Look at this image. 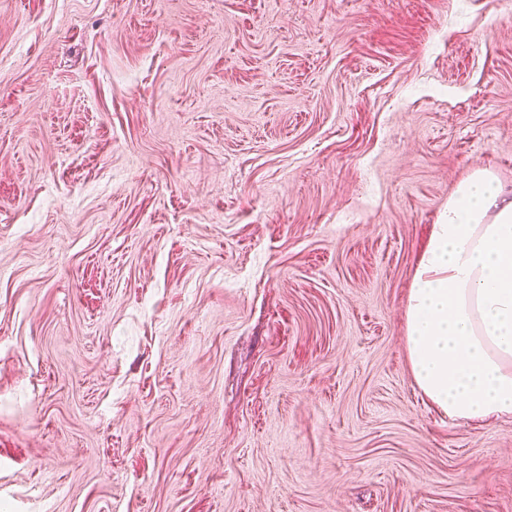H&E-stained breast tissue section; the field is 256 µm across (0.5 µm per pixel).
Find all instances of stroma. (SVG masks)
I'll use <instances>...</instances> for the list:
<instances>
[{"instance_id": "35a3bbf8", "label": "stroma", "mask_w": 512, "mask_h": 512, "mask_svg": "<svg viewBox=\"0 0 512 512\" xmlns=\"http://www.w3.org/2000/svg\"><path fill=\"white\" fill-rule=\"evenodd\" d=\"M477 168L512 0H0V512H512L404 340Z\"/></svg>"}]
</instances>
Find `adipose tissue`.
Wrapping results in <instances>:
<instances>
[{"instance_id":"1","label":"adipose tissue","mask_w":512,"mask_h":512,"mask_svg":"<svg viewBox=\"0 0 512 512\" xmlns=\"http://www.w3.org/2000/svg\"><path fill=\"white\" fill-rule=\"evenodd\" d=\"M405 341L418 390L449 419L512 416V189L461 180L416 265Z\"/></svg>"}]
</instances>
